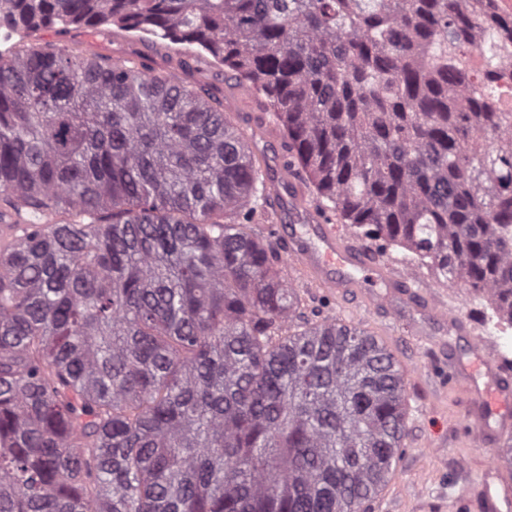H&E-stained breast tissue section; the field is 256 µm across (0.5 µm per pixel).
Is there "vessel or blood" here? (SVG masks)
I'll return each instance as SVG.
<instances>
[{
	"label": "vessel or blood",
	"mask_w": 512,
	"mask_h": 512,
	"mask_svg": "<svg viewBox=\"0 0 512 512\" xmlns=\"http://www.w3.org/2000/svg\"><path fill=\"white\" fill-rule=\"evenodd\" d=\"M276 199L298 210L307 225V234L290 236L286 248L316 279L342 289L361 288L366 281L385 278V271L367 265L326 216L299 210L296 198L280 193ZM492 344L488 337L483 344L473 345L471 362L456 372L475 394L471 416L481 426L485 448L498 446L512 435V355L493 349ZM477 505L480 512H512V483L502 481L497 466L484 471Z\"/></svg>",
	"instance_id": "obj_1"
}]
</instances>
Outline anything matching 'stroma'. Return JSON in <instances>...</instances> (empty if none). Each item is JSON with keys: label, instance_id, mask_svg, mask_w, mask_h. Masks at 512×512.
Here are the masks:
<instances>
[{"label": "stroma", "instance_id": "35a3bbf8", "mask_svg": "<svg viewBox=\"0 0 512 512\" xmlns=\"http://www.w3.org/2000/svg\"><path fill=\"white\" fill-rule=\"evenodd\" d=\"M90 46L117 60L147 53L154 73L177 74L190 85L204 84L224 99V110L248 135L252 151L268 181L281 180L278 157L284 148L279 126L268 118L264 97L247 94L231 72L205 62L186 71L176 70L162 42L113 28L108 37L94 39L79 27L59 33L57 27L34 31L0 29V51L17 46L40 49L49 45ZM341 234L358 248L371 252L390 271L392 281L420 282L417 293L404 301L390 283L379 284L386 306H373L365 292L342 294L321 286L300 262L288 261L283 276L295 289L305 318L323 315L375 335L395 355L405 373L410 432L404 456L393 477L374 502V512H476L461 508L460 486L480 480L490 460L482 452L477 427L469 414L473 396L466 383L454 379L452 370L464 362L472 344L486 333L502 336L491 321L487 300L460 286L439 281L433 271L417 266L412 254L401 248L379 251L376 245Z\"/></svg>", "mask_w": 512, "mask_h": 512}]
</instances>
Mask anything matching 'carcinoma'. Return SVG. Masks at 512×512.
Masks as SVG:
<instances>
[{
	"instance_id": "carcinoma-1",
	"label": "carcinoma",
	"mask_w": 512,
	"mask_h": 512,
	"mask_svg": "<svg viewBox=\"0 0 512 512\" xmlns=\"http://www.w3.org/2000/svg\"><path fill=\"white\" fill-rule=\"evenodd\" d=\"M265 96L318 207L512 324V37L479 0H0ZM268 186L204 85L0 56V512H373L407 429L375 337L247 231Z\"/></svg>"
}]
</instances>
